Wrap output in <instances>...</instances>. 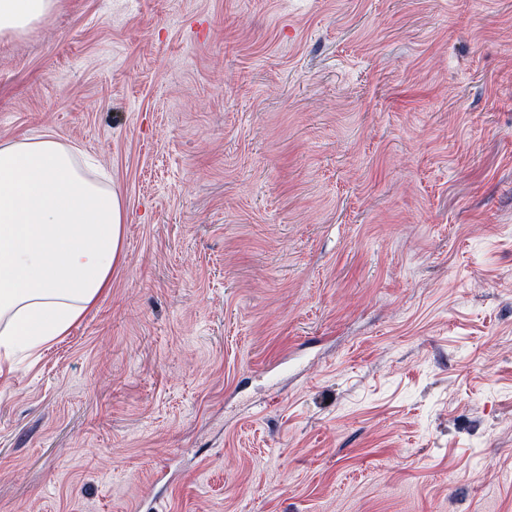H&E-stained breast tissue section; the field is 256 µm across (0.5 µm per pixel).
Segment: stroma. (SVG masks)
I'll list each match as a JSON object with an SVG mask.
<instances>
[{
  "instance_id": "stroma-1",
  "label": "stroma",
  "mask_w": 512,
  "mask_h": 512,
  "mask_svg": "<svg viewBox=\"0 0 512 512\" xmlns=\"http://www.w3.org/2000/svg\"><path fill=\"white\" fill-rule=\"evenodd\" d=\"M42 132L124 253L0 369V512H512V0H58Z\"/></svg>"
}]
</instances>
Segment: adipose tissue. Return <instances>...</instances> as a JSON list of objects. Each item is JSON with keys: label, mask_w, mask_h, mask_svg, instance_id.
I'll list each match as a JSON object with an SVG mask.
<instances>
[{"label": "adipose tissue", "mask_w": 512, "mask_h": 512, "mask_svg": "<svg viewBox=\"0 0 512 512\" xmlns=\"http://www.w3.org/2000/svg\"><path fill=\"white\" fill-rule=\"evenodd\" d=\"M57 0H0V35ZM79 150L44 133L0 142V365L65 334L111 288L125 202Z\"/></svg>", "instance_id": "ef3b65f1"}]
</instances>
